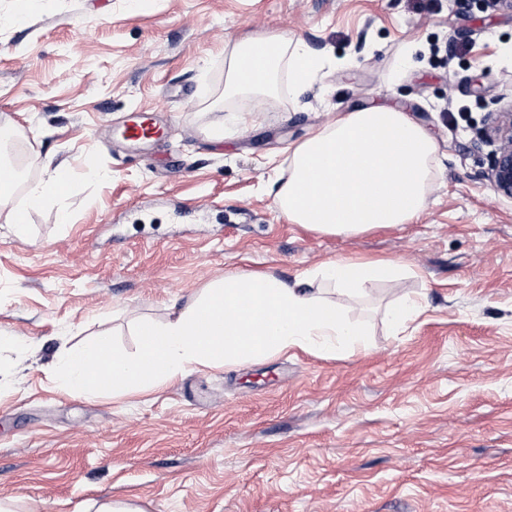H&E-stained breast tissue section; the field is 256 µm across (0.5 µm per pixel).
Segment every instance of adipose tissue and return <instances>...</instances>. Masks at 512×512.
Wrapping results in <instances>:
<instances>
[{
	"mask_svg": "<svg viewBox=\"0 0 512 512\" xmlns=\"http://www.w3.org/2000/svg\"><path fill=\"white\" fill-rule=\"evenodd\" d=\"M228 66L224 95L232 98L275 91L282 67L291 84L305 86L317 61L301 42L255 39L235 48ZM435 150L428 132L400 110L342 113L292 149L276 207L288 222L332 235L409 223L426 206ZM403 271L394 260L339 259L291 283L267 273H228L164 324L142 323L135 353L116 350L108 336L62 350L57 383L87 395L108 386L147 391L189 368L263 360L291 347L354 349L364 343L363 329L312 292V279L355 294Z\"/></svg>",
	"mask_w": 512,
	"mask_h": 512,
	"instance_id": "adipose-tissue-1",
	"label": "adipose tissue"
}]
</instances>
